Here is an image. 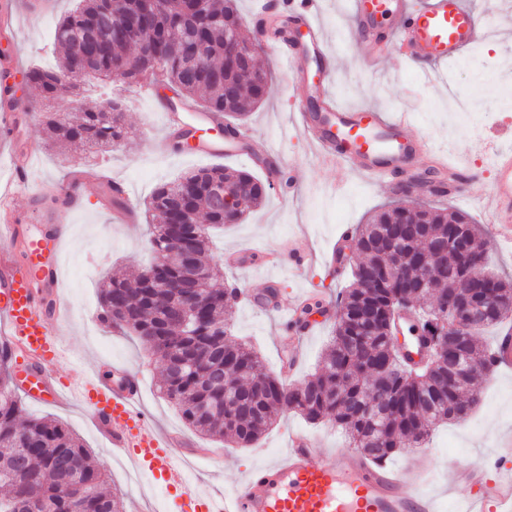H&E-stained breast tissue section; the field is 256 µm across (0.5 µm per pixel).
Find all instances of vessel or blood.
<instances>
[{
  "instance_id": "obj_1",
  "label": "vessel or blood",
  "mask_w": 512,
  "mask_h": 512,
  "mask_svg": "<svg viewBox=\"0 0 512 512\" xmlns=\"http://www.w3.org/2000/svg\"><path fill=\"white\" fill-rule=\"evenodd\" d=\"M310 0L288 6L287 21L267 14L260 0L251 21L267 36L268 47L287 66L290 81L306 77L305 54L292 37L293 29L305 28L319 66L335 70V54L327 44L322 24ZM352 26L371 58L379 59L400 48L406 60L418 67L424 81H432L434 68L455 61L480 41L485 22L464 0H351ZM167 124L193 121L197 137L195 154L220 158L234 156V146L210 137L221 125L220 116L209 112L185 114L171 102L162 106ZM294 120L318 163L346 166L357 176L373 179L390 172L394 194L409 186L403 177L417 159L431 162L429 176L419 182L421 191L451 184L461 168L448 163V154L430 139L411 134L404 112H383L373 107L339 108L327 88H319L315 103H298ZM14 101L9 89H0V137L13 133ZM244 153L251 161L276 160L277 152L265 139L247 136ZM493 159L494 178L482 192L483 210L494 226L492 244L512 245V150L486 144ZM32 154L14 158L11 179L17 192L30 193ZM67 230L50 226L47 233L29 236L18 224L12 196L0 197V347L30 357L35 380L26 395L42 403L58 402L63 393L78 399L97 429L108 439L114 455L125 458L139 473L173 485L178 496L195 512H441L438 499L407 489L400 472L371 462L358 450H339L330 459L318 460L317 440L303 432L290 433L284 453L256 466L240 482L234 494L217 496L198 490L181 476L172 451L179 436L156 429L138 406V379L127 378L124 365L113 364L124 381L109 385L97 378H71L66 389L53 386L56 368L63 356L60 338L70 313L61 295L59 253ZM454 485L466 493L457 512H512V446L496 449L483 464L451 471Z\"/></svg>"
}]
</instances>
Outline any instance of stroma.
I'll return each mask as SVG.
<instances>
[{
	"label": "stroma",
	"mask_w": 512,
	"mask_h": 512,
	"mask_svg": "<svg viewBox=\"0 0 512 512\" xmlns=\"http://www.w3.org/2000/svg\"><path fill=\"white\" fill-rule=\"evenodd\" d=\"M19 20L9 30H0V59L10 61L8 79L19 108L17 141L0 140V193L10 182L9 154L30 149L34 179L45 184L63 183L75 170H83L89 180L100 171L123 182L129 189L137 219L128 224L112 221L100 191L86 193L79 209L61 204L52 194L19 195L15 206L30 234H41L45 216L67 225L69 241L61 258L66 272L64 292L74 316L63 344L66 355L59 363V375L68 379L77 374L110 376L113 362L129 366L139 375L144 408L159 428L187 434L208 453L191 458L185 467L188 479L202 490L233 493L243 477L257 464L277 457L288 445L289 432L300 430L320 440L322 453L346 447L344 436L328 422L310 423L294 413L280 414L276 422L252 448H236L226 442L187 430L175 409L159 394L162 363L144 349L137 337L105 327L99 320L98 288L108 272L122 271L132 276L150 258L147 242L151 225L145 217L146 203L156 186L185 173L214 164L242 169L245 161L227 157L220 162L208 158L162 151L164 119L157 112L144 83L112 82L65 85L58 102H46L27 82L33 68H53L58 64L55 41L58 22L75 9L78 0H49L39 13L28 7L29 0H17ZM484 14L492 35L474 46L465 57L448 63L433 83L423 84L413 65L399 52L373 61L349 26V0H315L318 19L324 24L330 49L336 53V73L324 79L314 72L312 82L290 85L284 63L269 50L257 58L271 71L275 83L270 95L247 116L244 129L267 139L281 154V168L289 182H267V196L244 221L226 227L214 239L211 261L223 264L225 285L261 295L269 286L280 288L279 299L291 303L305 293L316 300L335 298L350 281L349 273L330 276L322 257L336 240L340 225L365 223L369 214L394 198L387 184L357 178L344 167L326 168L318 164L309 146L290 123L297 101L306 99L315 83L326 82L337 103L345 107L373 106L386 112L411 113V131L448 148L461 161L469 181L468 194L454 201V208L468 212L482 233L490 226L475 195L488 185L492 173L483 163L484 141L512 147V105L501 103L493 92L496 79L512 75V0H468ZM116 102L124 116L127 136L115 145L77 150L48 146L43 131L45 113L65 104L69 111L98 109L103 99ZM342 182L344 194L329 195L330 184ZM288 239L307 240L312 253L299 267L284 265L264 268L226 267L227 253L242 249L266 250ZM311 334L292 342L282 327L279 312L255 309L242 303L234 308L229 323L233 334L249 341L266 368L279 372L283 354L297 355L298 376L313 373L332 331L333 320L314 313L309 317ZM29 414L50 416L65 423L89 448L94 464L105 472L110 488L122 493L126 512H152L167 508L172 493L167 483L148 476L133 478L129 463L112 456V449L89 422L78 401L65 405L38 404L23 399ZM512 435V371H492L481 383V401L471 417L460 424L440 427L424 448L394 456L391 467L403 470L411 487L440 495L442 512H456L461 488L449 487L450 468L488 460L501 437ZM426 458L432 469L429 480H421L414 467L417 458Z\"/></svg>",
	"instance_id": "obj_1"
}]
</instances>
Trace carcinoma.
Segmentation results:
<instances>
[{
  "mask_svg": "<svg viewBox=\"0 0 512 512\" xmlns=\"http://www.w3.org/2000/svg\"><path fill=\"white\" fill-rule=\"evenodd\" d=\"M108 15L112 22L143 24L151 33L148 45L156 65L151 76L175 89L181 99L227 119L225 131L241 127L248 113L272 90L271 73L254 81L257 37L244 32L245 19L237 0H80L56 31L62 49L55 69H31L27 79L52 97L62 76L81 65L78 40L86 24ZM199 36L205 55L191 66L184 58L183 37ZM241 48V64L224 69L226 43ZM129 45L109 41L101 50L92 75L102 81L132 63ZM48 138L56 143L88 147L115 144L125 137L122 113L107 121L98 112L70 120L66 112L45 116ZM225 185L226 191H245L246 210L258 206L266 189L248 170L203 168L159 184L147 204L157 224L149 239L155 261L132 280L111 276L101 289L100 319L108 327L134 333L145 349L160 358L164 372L159 391L177 408L185 425L215 439L248 448L275 422L278 412L293 411L310 423L328 421L375 462L383 463L406 448H421L442 423L464 420L478 401V382L491 370L493 350L478 343V331L512 316V279L491 277L498 309L467 336L443 332L440 318L450 316L448 295L474 296L464 287L467 271L448 249V236L460 228L467 235L472 262L483 266L487 243L464 211L427 207L402 200L355 228L352 245L359 261L351 281L336 304L334 333L309 378L286 384L268 371L258 354L233 338L224 316L238 298L235 288L217 284L224 276L215 269L200 295V320L187 329L177 314L184 291L161 288L156 280L173 284L181 268L166 264L158 249L169 238L186 233L196 264L205 266L211 230L236 224L242 216L213 207L211 197L194 195L183 215L171 223L177 206L197 180ZM401 270L395 275L393 269ZM407 309L419 319L409 328L427 336L429 358L412 364L392 344L395 316ZM459 351L458 363L469 361L476 370L462 385L449 377L448 355ZM239 394L244 404L224 413L206 411L224 397V388ZM21 400L6 366L0 367V512H125L122 498L107 489L106 474L90 462L87 448L63 423L48 417L20 418Z\"/></svg>",
  "mask_w": 512,
  "mask_h": 512,
  "instance_id": "cac0c4a2",
  "label": "carcinoma"
}]
</instances>
